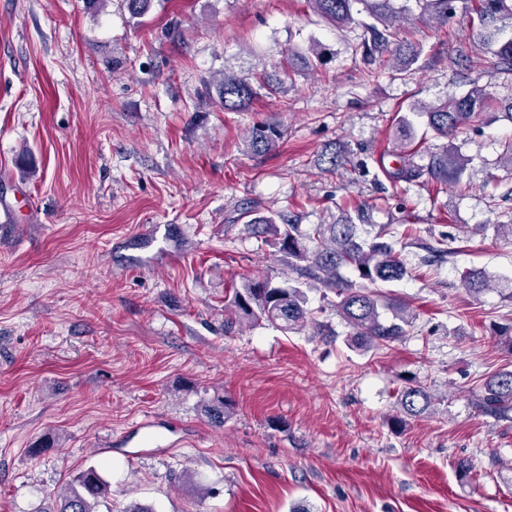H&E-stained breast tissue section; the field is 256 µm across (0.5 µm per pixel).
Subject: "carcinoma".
<instances>
[{"label": "carcinoma", "instance_id": "obj_1", "mask_svg": "<svg viewBox=\"0 0 512 512\" xmlns=\"http://www.w3.org/2000/svg\"><path fill=\"white\" fill-rule=\"evenodd\" d=\"M395 0H307L313 11L335 27L356 23L353 7L364 6L372 22L364 25L367 38L362 42L364 56L369 62L384 53L398 74L413 71L422 50L400 38L405 8L394 6ZM423 14L437 22L461 12L469 21H478L482 45L492 50L500 69L512 73V38L501 42L504 28L512 26V0H415ZM298 60L308 70L315 69L321 60V46L315 42L306 51L288 50V65ZM261 83L254 85L251 78L241 73L224 72L217 83L220 103L226 112H245L258 94L257 88L271 92L282 89L283 81L277 73H264ZM498 101L479 86L466 94H450L435 104L413 105V113L427 118L428 126L439 138L456 135L473 126L484 113L496 107ZM280 130L271 125H255L249 129L247 147L255 153L269 150L280 138ZM398 166L392 177L405 182L428 177L448 185L458 183L466 170L468 159L456 147H442L430 152L424 165L414 161L407 150L406 140L398 143ZM245 230L264 243L275 246L283 254L288 267L297 274L294 282L276 284L264 277L248 278L232 288L224 297V310L240 320L265 321L285 332H299L308 324L316 323L307 308L306 289L320 286L335 293L336 312L351 328L347 343L358 351L378 350L406 335L405 327L413 320L410 307L391 299L377 289L384 283L402 280L408 273L407 265L396 250L394 231L388 224H374L367 208L356 210V216L344 213L329 222L312 224L304 229L300 216L291 212L271 211L257 216L247 209ZM351 267L363 285H355L340 276V269ZM467 290L478 295L490 287L481 273L467 271L463 275ZM434 397L421 386L408 385L398 392L400 411L412 417H421L432 411ZM208 421L224 425L230 406L224 396L215 395L202 403ZM477 408L498 418H508L512 412V370L496 372L483 383ZM111 484L99 470L89 466L79 472L55 501L51 512H99L98 506L108 501Z\"/></svg>", "mask_w": 512, "mask_h": 512}]
</instances>
